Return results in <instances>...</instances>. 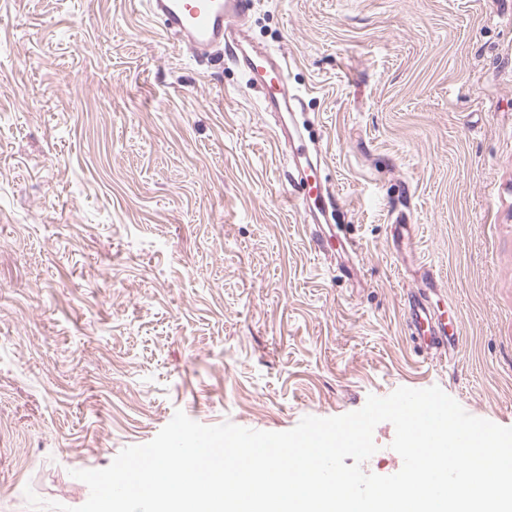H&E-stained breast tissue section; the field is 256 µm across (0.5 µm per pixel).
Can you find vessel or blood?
Here are the masks:
<instances>
[{"label":"vessel or blood","mask_w":512,"mask_h":512,"mask_svg":"<svg viewBox=\"0 0 512 512\" xmlns=\"http://www.w3.org/2000/svg\"><path fill=\"white\" fill-rule=\"evenodd\" d=\"M250 4L251 0H144L146 13L160 20L164 36L175 38L200 58L216 48L230 50L250 83L263 91L265 108L289 114L288 142L297 161L288 176V201L319 227L332 224L336 194L321 177L318 149L296 120L300 101L290 89L283 58L268 48H244L239 40ZM416 274V289L405 303L406 328L424 353L447 358L449 348L459 342L462 323L449 321L452 304L425 261H417Z\"/></svg>","instance_id":"b4317fda"}]
</instances>
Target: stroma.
<instances>
[{
  "instance_id": "stroma-1",
  "label": "stroma",
  "mask_w": 512,
  "mask_h": 512,
  "mask_svg": "<svg viewBox=\"0 0 512 512\" xmlns=\"http://www.w3.org/2000/svg\"><path fill=\"white\" fill-rule=\"evenodd\" d=\"M247 25L288 59L353 259L314 249L226 53L138 0H0V512L83 505L74 471L178 410L283 432L437 386L512 427V0H252ZM418 255L462 315L451 361L405 328ZM394 437L365 472L401 469Z\"/></svg>"
}]
</instances>
